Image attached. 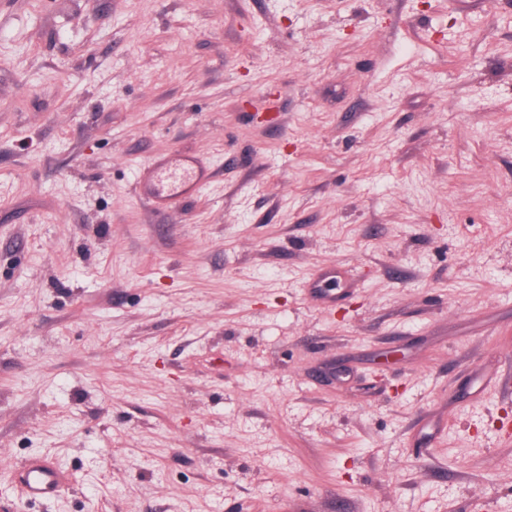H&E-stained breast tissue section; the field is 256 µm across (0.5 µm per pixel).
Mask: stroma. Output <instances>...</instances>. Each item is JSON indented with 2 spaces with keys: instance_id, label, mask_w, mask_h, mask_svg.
<instances>
[{
  "instance_id": "35a3bbf8",
  "label": "stroma",
  "mask_w": 512,
  "mask_h": 512,
  "mask_svg": "<svg viewBox=\"0 0 512 512\" xmlns=\"http://www.w3.org/2000/svg\"><path fill=\"white\" fill-rule=\"evenodd\" d=\"M0 512H512V0H0ZM149 169L148 178L140 181L138 187L154 209H165L175 199L197 194L208 182L203 167L176 157L157 161ZM23 474L21 496L26 500L46 501L66 486L65 478L48 457L28 459L19 464Z\"/></svg>"
}]
</instances>
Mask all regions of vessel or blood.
<instances>
[{"instance_id": "b4317fda", "label": "vessel or blood", "mask_w": 512, "mask_h": 512, "mask_svg": "<svg viewBox=\"0 0 512 512\" xmlns=\"http://www.w3.org/2000/svg\"><path fill=\"white\" fill-rule=\"evenodd\" d=\"M208 182L206 170L171 157L155 162L148 178L140 182L139 192L156 209H164L176 199L196 194ZM23 474L20 493L24 499L46 501L66 486L62 473L50 458L28 459L20 463Z\"/></svg>"}]
</instances>
